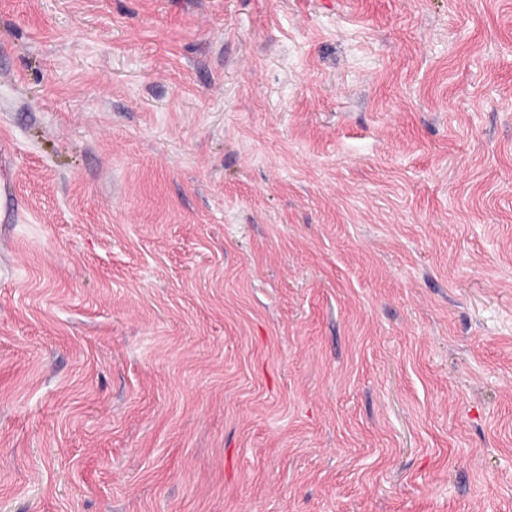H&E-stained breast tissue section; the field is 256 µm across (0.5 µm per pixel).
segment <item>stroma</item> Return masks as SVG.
I'll return each instance as SVG.
<instances>
[{
	"mask_svg": "<svg viewBox=\"0 0 512 512\" xmlns=\"http://www.w3.org/2000/svg\"><path fill=\"white\" fill-rule=\"evenodd\" d=\"M0 512H512V0H0Z\"/></svg>",
	"mask_w": 512,
	"mask_h": 512,
	"instance_id": "35a3bbf8",
	"label": "stroma"
}]
</instances>
